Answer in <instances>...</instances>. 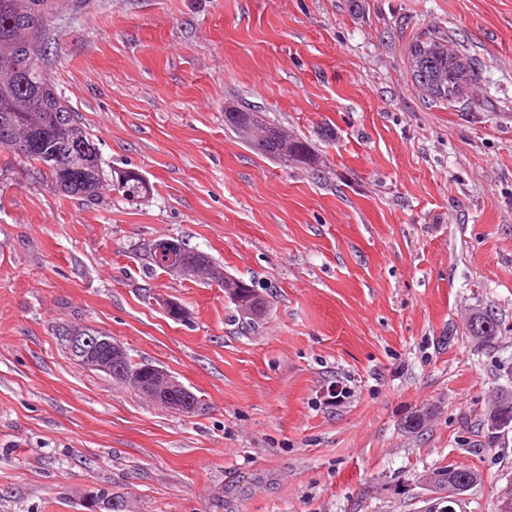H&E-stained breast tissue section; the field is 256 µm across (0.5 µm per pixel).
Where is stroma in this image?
<instances>
[{"mask_svg":"<svg viewBox=\"0 0 512 512\" xmlns=\"http://www.w3.org/2000/svg\"><path fill=\"white\" fill-rule=\"evenodd\" d=\"M448 30L481 67L465 104L414 86L411 40ZM43 68L129 201L55 192L0 154V512H445L424 477L478 471L466 512L512 486V0H70ZM249 101L319 174L224 122ZM181 238L268 301L145 268ZM174 301L185 315L169 317ZM489 310L491 341L468 319ZM112 334L202 400L177 414L70 359ZM343 382L338 403L323 402ZM418 428L409 421L424 408ZM112 187L123 198L129 201L145 198L150 195L152 186L137 171H113ZM501 421L512 424V391L497 394L495 408L487 419V429L491 435H494V430Z\"/></svg>","mask_w":512,"mask_h":512,"instance_id":"stroma-1","label":"stroma"}]
</instances>
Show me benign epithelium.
I'll return each instance as SVG.
<instances>
[{"mask_svg":"<svg viewBox=\"0 0 512 512\" xmlns=\"http://www.w3.org/2000/svg\"><path fill=\"white\" fill-rule=\"evenodd\" d=\"M64 346L80 365L115 376L181 415H192L200 409L193 392L159 367L124 365L126 349L109 333L74 330L64 337Z\"/></svg>","mask_w":512,"mask_h":512,"instance_id":"benign-epithelium-1","label":"benign epithelium"}]
</instances>
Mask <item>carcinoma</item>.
<instances>
[{
    "label": "carcinoma",
    "instance_id": "1",
    "mask_svg": "<svg viewBox=\"0 0 512 512\" xmlns=\"http://www.w3.org/2000/svg\"><path fill=\"white\" fill-rule=\"evenodd\" d=\"M61 2L0 0V152L34 166L62 195L92 202L98 200L106 181L98 148L40 65ZM409 51L421 62L415 84L435 104L455 106L478 78L474 60L453 46L446 30L432 29L415 39ZM224 118L256 153L287 166L316 169L310 144L268 123L257 107L245 104L224 113ZM112 187L129 201L145 198L152 191L148 181L132 170L114 173ZM176 242V261L194 268L201 281H223L242 314L252 321L262 318L266 302L255 288L224 276L206 253L179 238ZM470 327L471 335L490 339L497 333L498 321L492 314L479 312L470 319ZM502 421L512 424V391L497 394L487 419L489 433ZM428 480L449 493L463 483L478 484L481 476L476 470L449 466L430 474Z\"/></svg>",
    "mask_w": 512,
    "mask_h": 512
}]
</instances>
